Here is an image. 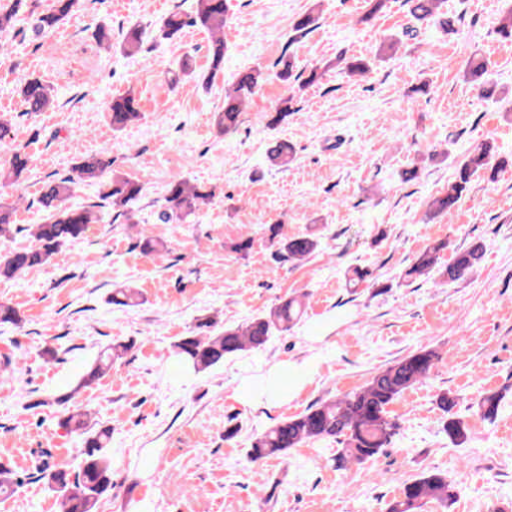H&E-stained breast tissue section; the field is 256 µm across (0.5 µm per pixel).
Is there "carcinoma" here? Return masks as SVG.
Returning a JSON list of instances; mask_svg holds the SVG:
<instances>
[{
    "label": "carcinoma",
    "instance_id": "cac0c4a2",
    "mask_svg": "<svg viewBox=\"0 0 512 512\" xmlns=\"http://www.w3.org/2000/svg\"><path fill=\"white\" fill-rule=\"evenodd\" d=\"M408 12L417 24H430L439 15L441 0H407ZM80 4V0H53V6L37 19V29L52 30L63 23ZM28 6L27 0H6L0 3V33L5 31L14 17ZM226 0H195L193 14L185 16L171 12L164 20L162 31L168 38L177 36L187 26H199L210 36L208 44L209 70L198 74L190 59H185L179 69L171 72L168 83L174 87L187 78H197L208 84L224 70V26L227 23ZM319 20L312 8L294 23L293 31L298 35L307 33ZM401 39H389L387 49L380 50L374 58L339 56L336 63L353 76H362L383 61L387 52L398 49ZM142 46V32L132 29L120 43L125 56H133ZM277 77L285 84L313 82L316 73L306 78L294 72V62L281 57ZM466 81L477 87L486 98L498 94L497 86L488 78L486 63L478 56L468 59L464 68ZM264 81V72L251 69L238 75L233 89L224 93V109L216 114V126L226 135L237 130L241 115L249 97ZM21 97L29 112H43L53 102L50 89L41 80L31 78L20 89ZM108 112L112 129L122 130L139 116L138 100L131 94L111 99ZM9 127L0 122V150L10 153L8 166L0 168V182L13 184L28 170L29 156L22 147H14L6 141ZM268 158L279 166H286L293 156V147L286 141L276 140L267 151ZM492 147L476 145L467 150L458 162L448 188L432 197L429 202L430 215L436 217L452 212L461 199L470 191L475 178L485 175L491 166ZM73 170L77 178L70 176L48 181L39 199L46 220L35 225L30 232L34 243L0 255V277L18 278L30 269L50 263L59 249L69 242L82 238L88 224L94 219L93 212L75 206L70 199L75 194L77 181H102L104 191L101 200L115 218L131 222L135 207L143 193V185L129 174L112 172V159L105 153L79 157ZM215 197V187L194 184L186 179L168 183L164 195V207L159 219L164 223L183 222L195 214L199 207ZM11 207L0 203V241L9 240L17 232L11 224ZM268 240L275 256L285 262L302 260L314 253L319 240L308 234L284 236L280 228H268ZM448 249V242L436 241L427 245L411 266L405 277L435 274L442 282L455 284L465 280L483 261L485 244L475 240L453 250L448 263L441 264V252ZM307 294L287 297L263 315L254 316L236 327H224L218 321L207 318L196 325L197 332L182 337L174 345L177 359L195 372L208 370L224 363V359L245 351L265 348L274 333L290 331L302 319L306 309ZM110 304L120 308H133L142 304L141 294L133 288H120L112 292ZM130 344H109L85 364L74 388L55 397L58 404L65 405L74 394L95 384L111 368L112 362L126 355ZM438 353L428 347H420L397 359L375 374L356 391L322 399L304 411L276 422L259 434L251 443L249 458L260 461L287 454L310 441L334 439L343 445L336 455V468L347 470L360 466L390 447L399 433L400 424L391 416L389 406L407 390L429 377ZM504 395L486 392L478 401V408L487 419L494 418ZM457 397L446 390L437 396V406L443 413L442 430L448 440L460 446L468 440V428L455 412ZM63 426L80 445V461L73 468L61 464L41 462L36 467V477L58 495L60 512H98L101 501L112 491V457L109 445L112 428L96 427L89 422L88 414L80 410L67 412ZM24 484V479L12 467L0 462V497H9ZM457 492L448 477L440 473H425L407 483L400 498L389 507V512H415L421 505L435 501L442 508L450 509Z\"/></svg>",
    "mask_w": 512,
    "mask_h": 512
}]
</instances>
